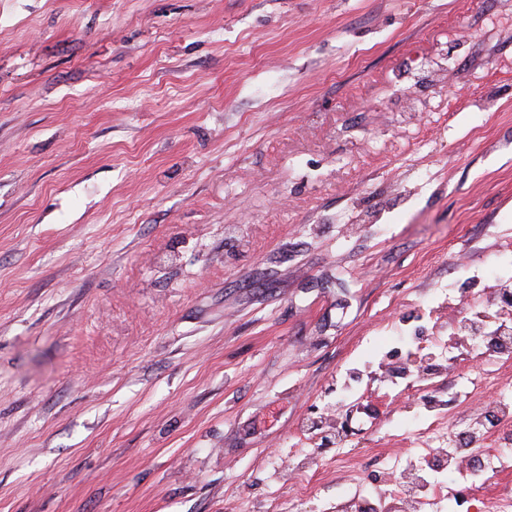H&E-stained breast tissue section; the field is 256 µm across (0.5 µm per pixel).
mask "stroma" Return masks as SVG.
Masks as SVG:
<instances>
[{"label":"stroma","instance_id":"35a3bbf8","mask_svg":"<svg viewBox=\"0 0 512 512\" xmlns=\"http://www.w3.org/2000/svg\"><path fill=\"white\" fill-rule=\"evenodd\" d=\"M510 250L512 0H0V512H386Z\"/></svg>","mask_w":512,"mask_h":512}]
</instances>
